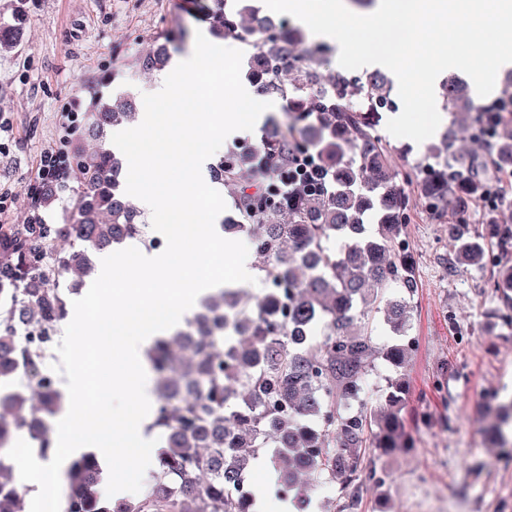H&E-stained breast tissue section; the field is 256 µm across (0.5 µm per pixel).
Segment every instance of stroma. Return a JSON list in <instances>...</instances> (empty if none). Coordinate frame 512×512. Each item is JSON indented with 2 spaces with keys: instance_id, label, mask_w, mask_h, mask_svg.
<instances>
[{
  "instance_id": "35a3bbf8",
  "label": "stroma",
  "mask_w": 512,
  "mask_h": 512,
  "mask_svg": "<svg viewBox=\"0 0 512 512\" xmlns=\"http://www.w3.org/2000/svg\"><path fill=\"white\" fill-rule=\"evenodd\" d=\"M183 0H0V27L25 23L16 47L0 54V189L15 202L0 224L27 223L31 195L39 183L42 152L72 148L111 149V141L88 138L84 130L102 99L126 97L142 104L151 77L138 58L167 44L170 56L188 54L192 43H166L185 28L208 30ZM400 103L368 113L387 145L400 184L416 194L423 169L463 159L456 144L444 143L451 120L429 143L392 136L389 119ZM74 112L80 128L67 138L61 115ZM438 153H428V145ZM449 218L417 206L402 238L412 262L411 297L415 339L407 369L409 394L402 412L413 448L387 456L370 453L360 466L377 472L362 485L353 512H512V466L482 432L484 405L491 395L512 401V328L504 325L500 292L493 282L512 265V247L498 250L496 263L465 266L448 236Z\"/></svg>"
}]
</instances>
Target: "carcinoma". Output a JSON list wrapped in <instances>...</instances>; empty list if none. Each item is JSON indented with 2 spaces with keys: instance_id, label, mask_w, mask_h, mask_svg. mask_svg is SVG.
<instances>
[{
  "instance_id": "cac0c4a2",
  "label": "carcinoma",
  "mask_w": 512,
  "mask_h": 512,
  "mask_svg": "<svg viewBox=\"0 0 512 512\" xmlns=\"http://www.w3.org/2000/svg\"><path fill=\"white\" fill-rule=\"evenodd\" d=\"M218 34L234 35L256 50L251 79L258 94L288 102V122L264 138L275 177L264 191L240 185L243 158L230 153L212 169L214 180L236 197L243 218L254 224V242L264 256L261 280L275 287L254 303L238 288L209 297L197 329L160 337L148 351L156 375L152 428L164 436L161 474L151 490L118 507L102 490L103 466L92 452L69 461L65 512H250L253 499L237 494L265 439L278 441V487L292 491L303 474L343 478L341 492L374 478L359 468L361 453L388 454L412 448L400 417L407 388L391 379L374 397L366 395L372 359L380 354L406 368L409 346L397 340L379 350L367 320L383 313L397 337L410 327L414 279L410 261L397 248L415 202L397 183L382 139L354 103L389 104L391 82L379 71L348 77L310 64L312 51L301 30H288L243 7L230 18L208 11ZM166 48L141 57L143 71L160 70ZM448 111L456 114L446 137L472 155L486 128L495 133L503 157H512V103L489 122L461 85L444 86ZM126 101L100 105L88 129L93 137L128 123ZM314 116L313 123L307 122ZM300 146L316 150L330 186L317 182L280 191L279 180L294 170ZM72 183L44 180L37 187L28 224H0V379L11 376L16 357L36 364L22 345L19 327L59 325L67 316L63 277L76 284L92 270L89 254L141 231L140 212L119 190L120 162L108 151L76 152ZM420 199L464 223L472 199L453 185L448 167L434 169L419 185ZM56 203L71 210L73 224H44L40 211ZM374 211L378 222L366 224ZM501 245L512 241L511 224L487 225ZM73 237L65 251L61 242ZM487 237L459 234L453 250L460 263L479 265ZM39 385L0 393V436L30 428L36 418L58 412V390ZM15 462L0 457V512H30L28 489ZM183 486L170 498L163 485L173 473Z\"/></svg>"
}]
</instances>
